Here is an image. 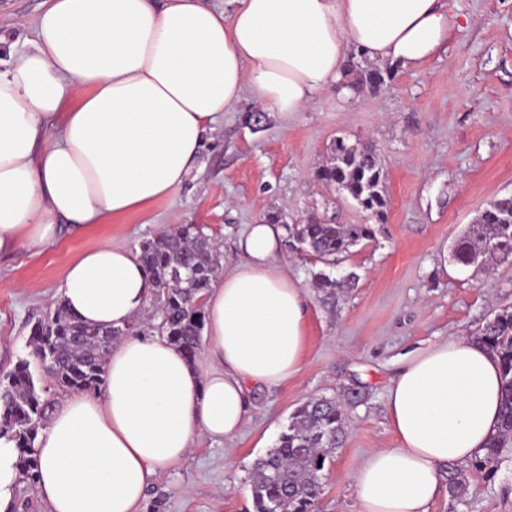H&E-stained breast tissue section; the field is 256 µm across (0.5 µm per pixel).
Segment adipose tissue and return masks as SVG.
Returning <instances> with one entry per match:
<instances>
[{"instance_id":"ef3b65f1","label":"adipose tissue","mask_w":512,"mask_h":512,"mask_svg":"<svg viewBox=\"0 0 512 512\" xmlns=\"http://www.w3.org/2000/svg\"><path fill=\"white\" fill-rule=\"evenodd\" d=\"M45 0L35 33L0 69V254L54 244L169 197L243 98L290 117L341 94L346 48L419 66L448 39L446 0ZM285 229L248 225L242 262L205 295L196 364L157 335L112 348L103 396L76 393L39 435L36 492L48 512H140L158 472L199 438L230 439L251 389L298 374L304 291L283 261ZM150 280L136 254L83 252L59 287L81 320L123 327ZM497 357L472 336L412 354L387 388L394 448L352 477L356 512H429L446 465L481 456L500 422Z\"/></svg>"}]
</instances>
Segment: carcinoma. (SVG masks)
<instances>
[{"mask_svg":"<svg viewBox=\"0 0 512 512\" xmlns=\"http://www.w3.org/2000/svg\"><path fill=\"white\" fill-rule=\"evenodd\" d=\"M333 162L317 176L338 185L364 209L379 214L386 206L383 171L373 147L349 145L338 138L331 147ZM297 253L315 257L325 265L362 240L374 237L369 224H330L309 220L285 225ZM216 247L198 224H182L139 244L137 257L148 274L151 299L159 303L156 330L194 361L205 323V312L194 306L207 293L216 275ZM452 254L462 266L486 268L492 262L512 263V197L491 202L476 223L458 237ZM183 265L192 271L184 284L171 281L172 269ZM350 272L338 281L330 274H313V283L326 300H336L346 286L355 284ZM122 328L96 326L68 312L64 302L54 313L31 328L29 346L42 372L62 393L94 390L104 382L107 358ZM477 339L498 357L502 374L501 421L483 457L475 466L498 462L512 443V310L503 309L486 323ZM7 385L0 389V438L15 443L19 452V480L33 486L38 461L35 443L53 409V403L37 392L28 361H20L6 373ZM365 400V392L349 388L334 397H321L300 404L275 448L255 460L251 492L253 512H313L321 493L320 478L334 451L345 437L347 411ZM447 493L463 504L474 492L457 465L446 468Z\"/></svg>","mask_w":512,"mask_h":512,"instance_id":"cac0c4a2","label":"carcinoma"}]
</instances>
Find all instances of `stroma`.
<instances>
[{
    "label": "stroma",
    "instance_id": "obj_1",
    "mask_svg": "<svg viewBox=\"0 0 512 512\" xmlns=\"http://www.w3.org/2000/svg\"><path fill=\"white\" fill-rule=\"evenodd\" d=\"M455 18L446 46L430 61L392 66L383 86L358 84L376 61L350 57L351 97L320 90L304 112L284 117L243 99L206 136L197 169L170 197L43 248L0 256V373L28 359L33 323L52 313L69 264L113 242L138 251L142 240L182 224L202 225L219 243L218 265L241 262L245 225L272 213L369 224L375 231L332 266L359 277L336 306L324 305L312 274L321 262L286 252L307 295L303 365L288 384L253 389L239 434L200 440L160 471L141 512H252L256 458L274 448L295 407L362 386L346 437L322 473L314 512H355L350 476L379 448H394L385 392L410 351L451 336H474L495 311L512 309V264L478 270L456 264L451 244L492 200L512 197V0H447ZM43 0H0V65L32 37ZM375 148L389 205L373 218L317 178L334 139ZM496 467L461 470L474 488L467 504L440 495L430 512H512V448Z\"/></svg>",
    "mask_w": 512,
    "mask_h": 512
}]
</instances>
